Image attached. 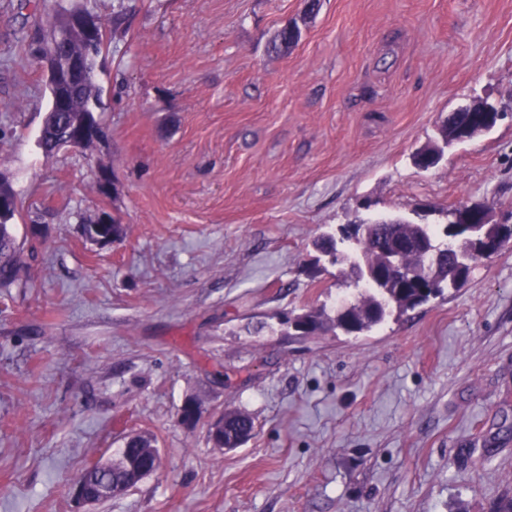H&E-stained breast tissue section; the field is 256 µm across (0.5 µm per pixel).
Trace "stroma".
<instances>
[{
	"label": "stroma",
	"instance_id": "stroma-1",
	"mask_svg": "<svg viewBox=\"0 0 512 512\" xmlns=\"http://www.w3.org/2000/svg\"><path fill=\"white\" fill-rule=\"evenodd\" d=\"M71 9L108 27L105 137L48 154L43 30ZM291 21L299 43L272 52ZM478 100L504 119L415 167ZM0 171L23 247L0 288V512H73L82 469L137 434L160 468L96 512L512 500V247L371 332L286 323L353 293L319 235L512 208V0H0ZM103 211L123 235L95 244L83 226ZM234 410L252 437L215 447ZM459 109H462L459 112L465 113L451 115L449 114V112L448 117L444 120L443 125L440 129L441 134L447 135L449 129L456 130L458 126V117H460L463 114H466V112H480L486 123H492L494 117L498 114L497 112H500L493 104L488 103L487 100L480 101L465 107H461Z\"/></svg>",
	"mask_w": 512,
	"mask_h": 512
}]
</instances>
